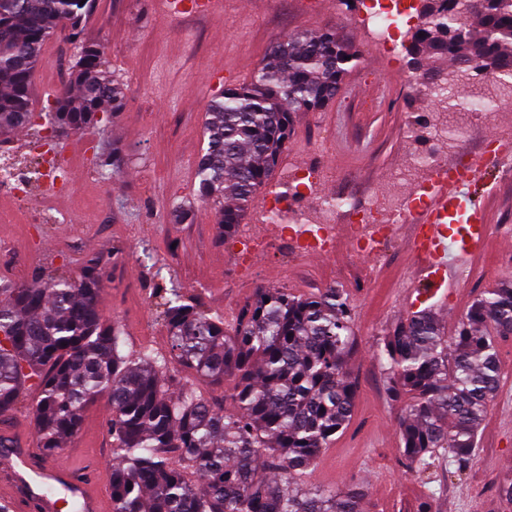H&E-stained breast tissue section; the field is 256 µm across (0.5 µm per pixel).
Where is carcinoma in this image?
<instances>
[{
  "instance_id": "1",
  "label": "carcinoma",
  "mask_w": 512,
  "mask_h": 512,
  "mask_svg": "<svg viewBox=\"0 0 512 512\" xmlns=\"http://www.w3.org/2000/svg\"><path fill=\"white\" fill-rule=\"evenodd\" d=\"M96 0H0V143L43 125L52 138L113 122L123 86L99 45L81 43L71 78L31 109L43 47L59 28L81 39ZM424 24L407 52L416 95L442 96L456 113L512 96V0H422ZM360 62L332 29L278 41L248 84L208 103L196 163L198 196L226 234L254 206L287 149L302 112L336 97ZM468 87L454 98L458 86ZM101 175L124 170L120 152L97 154ZM111 255L67 275L29 283L0 279V417L26 392L40 447L56 452L87 406L112 407V512H363L358 488L309 485L304 477L336 443L355 405L349 296L327 288L306 297L261 288L230 320L181 288L159 287L168 349L126 351L119 325L100 311ZM512 335V282L486 289L450 336L430 310L409 314L376 341L377 363L402 402L398 430L410 469L440 458L470 467L500 387L499 340ZM181 369L198 381H234L232 409L217 411L194 388H166Z\"/></svg>"
}]
</instances>
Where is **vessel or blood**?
Returning a JSON list of instances; mask_svg holds the SVG:
<instances>
[{
    "label": "vessel or blood",
    "instance_id": "b4317fda",
    "mask_svg": "<svg viewBox=\"0 0 512 512\" xmlns=\"http://www.w3.org/2000/svg\"><path fill=\"white\" fill-rule=\"evenodd\" d=\"M470 171L437 184L429 202L404 226L411 271L432 290L454 287L489 227ZM0 504L9 512H109L112 496L100 479H83L69 454L35 448L24 428L0 427Z\"/></svg>",
    "mask_w": 512,
    "mask_h": 512
}]
</instances>
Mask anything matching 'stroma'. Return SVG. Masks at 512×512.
Listing matches in <instances>:
<instances>
[{
    "label": "stroma",
    "mask_w": 512,
    "mask_h": 512,
    "mask_svg": "<svg viewBox=\"0 0 512 512\" xmlns=\"http://www.w3.org/2000/svg\"><path fill=\"white\" fill-rule=\"evenodd\" d=\"M336 29L361 55L335 100L321 112L300 113L288 148L258 203L236 232L220 236L213 212L197 196L195 164L203 142L209 100L215 90L207 76L215 66L230 71V84L249 80L274 44L305 29ZM412 29L396 32L401 53L391 59L374 45L361 0H224L220 18L184 13L161 16L155 0H97L82 38L100 45L112 73L125 85L122 112L112 125L90 130L80 153L68 140L56 145L70 161L78 188L64 205V221L51 224H1L0 238L13 253L0 256V278L32 281L44 267L76 269L92 252L121 250L108 269L101 303L104 316L120 325L128 348L166 351L165 328L151 291L161 275L172 274L178 287L198 294L207 308L231 316L252 300L257 289L284 286L306 296L342 286L359 275L348 295L357 343L353 370L359 381L354 415L334 447L325 449L305 476L308 484L343 490L363 489L364 512H412L428 492L424 478L407 468L397 419L401 405L391 399L385 377L372 356L373 341L406 317L411 287L402 232L370 253L355 252L336 237L346 223L337 212L322 223L321 208L345 197L363 205L371 198L395 196L412 202L431 188L430 167L413 181L396 183L395 172L430 150L417 138L418 116L432 103L414 95L406 53ZM76 50L68 31L46 43L35 73L33 105L66 82ZM512 143V107L498 110L486 123L468 119L462 139L470 158L494 181L487 208L488 242L472 263L468 279L455 287L457 298L442 296L429 304L448 333L488 287L512 280V172L483 156L485 137ZM117 148L128 161L114 180L98 173L95 148ZM181 202L190 215L173 223L171 208ZM252 252L242 270L239 252ZM501 382L494 410L486 418L475 464L449 472L447 461L433 473L442 482L436 512H512L498 489L512 482V337L499 344ZM112 414L107 398L86 410L79 432L67 441L82 469L96 471L112 459Z\"/></svg>",
    "instance_id": "stroma-1"
}]
</instances>
